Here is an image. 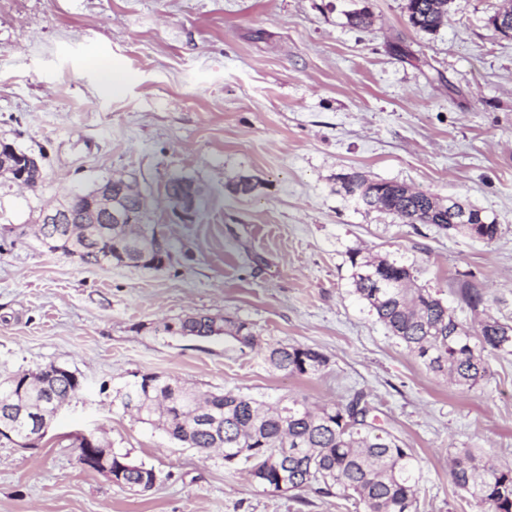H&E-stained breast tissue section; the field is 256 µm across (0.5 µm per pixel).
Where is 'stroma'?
<instances>
[{"mask_svg": "<svg viewBox=\"0 0 512 512\" xmlns=\"http://www.w3.org/2000/svg\"><path fill=\"white\" fill-rule=\"evenodd\" d=\"M407 5L0 0V141L42 168L33 190L0 177V376L52 363L82 382L37 447L0 443V512H353L263 490L245 464L141 423L116 400L136 373L313 407L364 393L422 461L418 512H475L449 474L457 449L512 466V352L486 351L484 379L458 389L355 292L351 253L385 256L459 320L512 326V38L489 23L504 2L452 0L433 32ZM359 10L367 27L349 21ZM354 172L458 199L500 234L488 244L365 209L342 187ZM124 173L171 244L162 267L87 265L36 239L41 210ZM176 176L203 190L193 221L164 199ZM199 313L327 362L289 375L262 347L160 331ZM80 434L154 469V487L84 468Z\"/></svg>", "mask_w": 512, "mask_h": 512, "instance_id": "stroma-1", "label": "stroma"}]
</instances>
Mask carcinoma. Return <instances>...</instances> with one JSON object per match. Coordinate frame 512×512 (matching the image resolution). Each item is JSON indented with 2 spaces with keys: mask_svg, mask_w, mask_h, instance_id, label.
Wrapping results in <instances>:
<instances>
[{
  "mask_svg": "<svg viewBox=\"0 0 512 512\" xmlns=\"http://www.w3.org/2000/svg\"><path fill=\"white\" fill-rule=\"evenodd\" d=\"M451 0H408L410 23L433 31L448 15ZM13 172L29 168V153L13 148L6 154ZM349 194L362 189L375 193L364 202L369 210L386 211L405 224H434L491 243L500 233L495 220L477 209L475 224L456 223L445 200L394 182L369 183L359 174L343 179ZM42 241L62 255L79 253L86 264L102 265L124 256L128 262L148 267L155 258L149 248L151 234L132 235L125 225H112L108 243L67 235L65 224H44ZM356 292L377 318L399 338L426 369L446 376L469 390L486 375L484 351L512 348V327L488 316L472 328L458 320L447 305L422 288L413 287L409 268L386 257L350 256ZM199 338L225 335L241 345L260 341L254 327L231 318L220 325L210 315L197 314L189 327ZM266 362L275 371L312 376L326 363L318 350L281 341L266 342ZM32 380L41 406L68 400L75 394L73 381L54 370L40 368ZM139 398L138 419L163 430L170 439L207 452L224 449V463L249 464L252 482L275 493L309 488L324 496L342 495L363 512H418L420 462L390 432L368 421L370 409L358 393L344 405L315 409L306 400L290 396L272 406L263 400L227 390L197 394L177 378L145 374L117 392L122 399ZM126 485H149L151 469L129 465L121 469ZM450 475L469 494L478 512H512V468L488 464L470 448L457 450Z\"/></svg>",
  "mask_w": 512,
  "mask_h": 512,
  "instance_id": "cac0c4a2",
  "label": "carcinoma"
}]
</instances>
